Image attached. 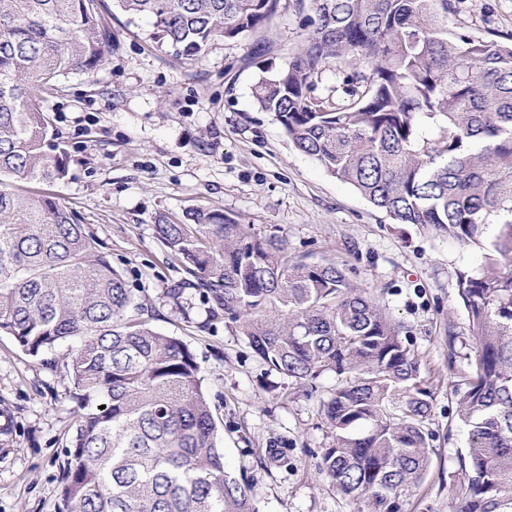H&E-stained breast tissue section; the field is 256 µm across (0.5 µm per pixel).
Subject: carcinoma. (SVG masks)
Listing matches in <instances>:
<instances>
[{"instance_id": "1", "label": "carcinoma", "mask_w": 512, "mask_h": 512, "mask_svg": "<svg viewBox=\"0 0 512 512\" xmlns=\"http://www.w3.org/2000/svg\"><path fill=\"white\" fill-rule=\"evenodd\" d=\"M280 0H114L192 57L254 31ZM311 30L253 88L295 150L399 224L479 251L457 275L476 355L458 400L466 452L448 473L453 512H512V37L454 35L455 0H295ZM103 0H0V334L38 357L68 344L77 399L58 512H255L224 475V448L194 354L145 307L74 213L46 191L69 173L42 93L106 60ZM351 60L346 105L316 94ZM494 225L493 233L488 226ZM157 238L214 312L290 378L326 372L320 401L336 446L319 471L394 512L431 461V394L401 326L336 260L288 257L224 212L164 216Z\"/></svg>"}]
</instances>
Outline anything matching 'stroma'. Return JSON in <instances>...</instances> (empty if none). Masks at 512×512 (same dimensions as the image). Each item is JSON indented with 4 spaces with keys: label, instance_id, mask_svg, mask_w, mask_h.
<instances>
[{
    "label": "stroma",
    "instance_id": "1",
    "mask_svg": "<svg viewBox=\"0 0 512 512\" xmlns=\"http://www.w3.org/2000/svg\"><path fill=\"white\" fill-rule=\"evenodd\" d=\"M305 16L294 0L257 32L217 39L194 57L149 36L147 21H108L103 67L69 75L43 105L70 155L67 178L51 186L105 246L152 326L182 340L200 367L224 448V471L244 484L255 512H363L318 466L336 443L309 385L271 369L244 336L213 316L199 291L170 293L183 265L156 237L160 215L216 209L260 236L284 239L292 257L343 262L354 285L373 294L403 326L431 393V464L399 501L400 512H451L448 473L466 436L454 392L475 345L457 295V274L476 270L477 252L397 224L351 185L289 143L252 89L287 66ZM448 27L487 40L512 35V0H459ZM65 347L39 357L0 335V512H58L61 472L76 403ZM318 396H311V389ZM282 448L281 462L267 449Z\"/></svg>",
    "mask_w": 512,
    "mask_h": 512
}]
</instances>
